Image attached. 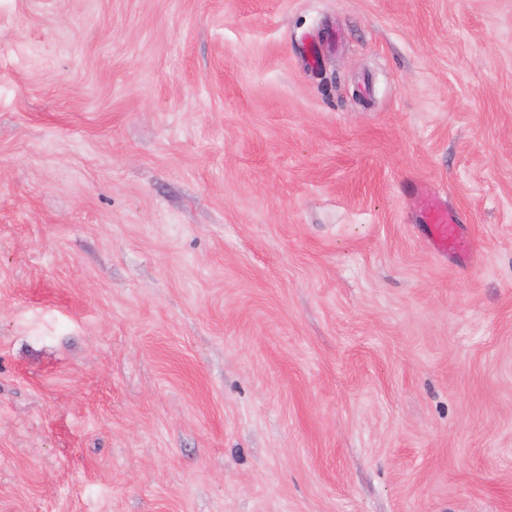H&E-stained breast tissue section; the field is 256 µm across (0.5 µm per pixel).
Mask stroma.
<instances>
[{
    "instance_id": "1",
    "label": "stroma",
    "mask_w": 512,
    "mask_h": 512,
    "mask_svg": "<svg viewBox=\"0 0 512 512\" xmlns=\"http://www.w3.org/2000/svg\"><path fill=\"white\" fill-rule=\"evenodd\" d=\"M0 512H512V0H0ZM432 247L444 253L461 251L462 231L453 214L441 204L431 202L426 208Z\"/></svg>"
}]
</instances>
